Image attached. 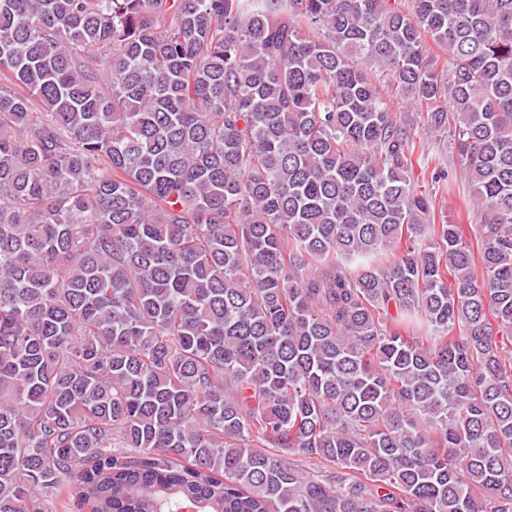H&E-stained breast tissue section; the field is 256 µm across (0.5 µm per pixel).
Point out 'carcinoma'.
Instances as JSON below:
<instances>
[{
  "mask_svg": "<svg viewBox=\"0 0 512 512\" xmlns=\"http://www.w3.org/2000/svg\"><path fill=\"white\" fill-rule=\"evenodd\" d=\"M73 507L512 512V0H0V512ZM415 132L426 141L429 157H432V159L436 158V160L440 159V162L444 161L445 165L443 166L448 169L449 178H451L452 175L454 176V167L458 173L456 153L453 151L448 138L429 133L421 124L416 127ZM442 211L450 224H461V229L465 238L473 237L475 224H477L476 215L471 206L468 205L462 192L459 194L438 192L436 198V213Z\"/></svg>",
  "mask_w": 512,
  "mask_h": 512,
  "instance_id": "obj_1",
  "label": "carcinoma"
}]
</instances>
